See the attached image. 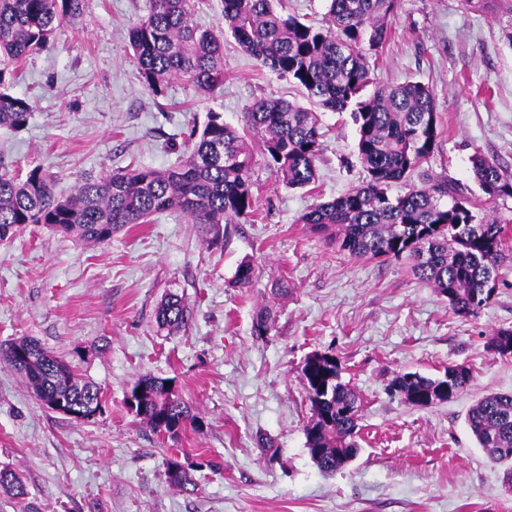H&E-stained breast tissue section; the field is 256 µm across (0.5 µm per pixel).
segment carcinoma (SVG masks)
<instances>
[{"label": "carcinoma", "mask_w": 512, "mask_h": 512, "mask_svg": "<svg viewBox=\"0 0 512 512\" xmlns=\"http://www.w3.org/2000/svg\"><path fill=\"white\" fill-rule=\"evenodd\" d=\"M224 33L193 23V0H149L148 12L128 29V43L142 84L158 96L180 80L199 94L224 85V39L231 36L261 67L290 80L324 111L347 112L358 130L357 152L365 181L349 192L314 204L299 223L334 231L336 245L354 258L402 261L428 288L448 298L450 309L476 317L494 296L504 259V227L448 180L413 175L433 156L440 136L430 87L407 79L373 82L370 58L390 35L389 19L400 0H324L322 22L288 12L285 0H219ZM84 0H0V128L20 131L32 105L7 92L13 72L29 56L46 50L58 27L83 15ZM372 92H367L368 87ZM249 129L276 177L305 188L317 177L322 153L316 112L293 101L258 99L248 107ZM252 142V143H254ZM252 143L211 112L192 127L187 156L165 170L127 168L80 180L61 197L54 179L39 167L25 175L0 161V240L29 224L105 244L128 224H145L160 211L177 210L194 224L220 228L254 212ZM472 179L486 204L512 199V173L482 155L472 158ZM407 191L392 196L389 187ZM190 313L173 296L157 310L158 322L186 326ZM490 349L512 357V327L498 329ZM0 359L22 374L44 406L58 398L85 406L102 400L101 389L77 377L72 366L38 340L23 337L0 349ZM301 372L312 415L305 426L310 459L323 473L346 466L357 453L359 397L341 380L333 354L309 355ZM470 381L459 364L440 377L396 376L390 390L413 407L453 399ZM167 379L143 375L135 416L154 432L175 439L201 418L174 392ZM467 425L477 447L496 463L508 464L503 483L512 485V393H494L469 410ZM169 482L188 490L189 473L166 467ZM0 488L24 500L26 485L10 469L0 470Z\"/></svg>", "instance_id": "carcinoma-1"}]
</instances>
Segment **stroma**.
I'll return each instance as SVG.
<instances>
[{
  "label": "stroma",
  "mask_w": 512,
  "mask_h": 512,
  "mask_svg": "<svg viewBox=\"0 0 512 512\" xmlns=\"http://www.w3.org/2000/svg\"><path fill=\"white\" fill-rule=\"evenodd\" d=\"M149 0H85L49 48L29 56L12 94L33 112L18 132L0 130V160L18 174L39 167L59 195L80 179L126 167L168 169L209 112L247 129L260 98L302 100L295 84L224 40V86L199 95L143 86L128 28ZM390 37L371 62L378 83L416 78L435 95L439 143L427 174L476 193L470 159L512 172V0H400ZM323 150L315 189L288 187L255 153L252 216L221 226L168 210L88 244L31 224L0 240V346L29 336L103 391L104 410L79 423L48 410L25 378L0 360V467L15 470L27 501L0 492V512H512L500 469L477 447L469 408L512 392V358L488 340L512 326V255L478 317H461L422 285L409 264L356 259L301 224L314 203L362 183L348 113L320 114ZM251 264L248 286L236 281ZM181 297L190 319L172 333L160 302ZM267 336L253 334L259 313ZM315 352L336 355L361 403L357 456L321 473L306 449L311 416L301 368ZM469 368L448 403L416 408L389 395L397 375L436 377ZM172 379L202 419L173 440L125 404L138 377ZM271 438L266 455L260 438ZM199 458L190 492L170 484L165 461Z\"/></svg>",
  "instance_id": "stroma-1"
}]
</instances>
